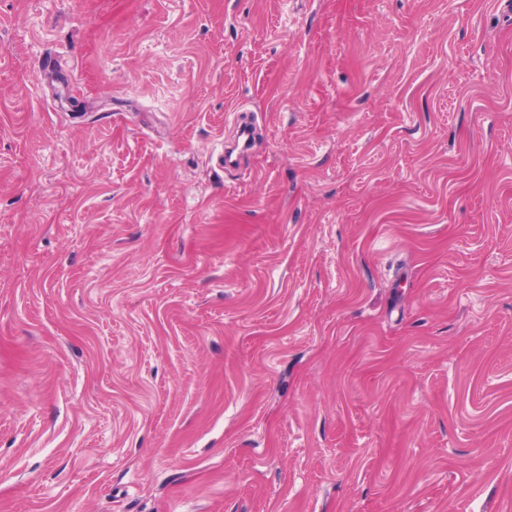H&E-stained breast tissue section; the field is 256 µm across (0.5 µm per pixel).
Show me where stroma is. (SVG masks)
Instances as JSON below:
<instances>
[{
    "label": "stroma",
    "mask_w": 512,
    "mask_h": 512,
    "mask_svg": "<svg viewBox=\"0 0 512 512\" xmlns=\"http://www.w3.org/2000/svg\"><path fill=\"white\" fill-rule=\"evenodd\" d=\"M0 512H512V13L0 0Z\"/></svg>",
    "instance_id": "obj_1"
}]
</instances>
